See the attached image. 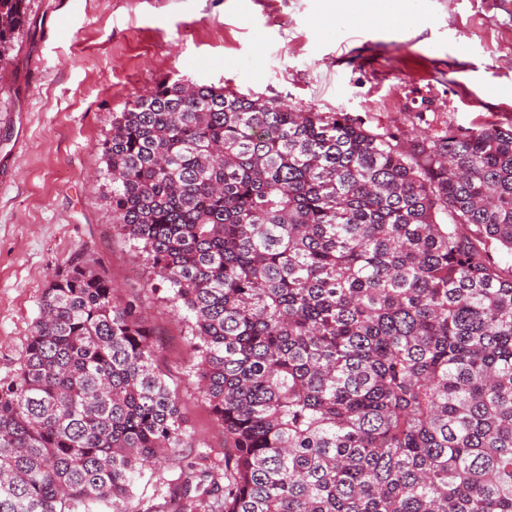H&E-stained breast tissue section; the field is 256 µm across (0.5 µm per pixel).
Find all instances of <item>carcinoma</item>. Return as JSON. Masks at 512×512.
Listing matches in <instances>:
<instances>
[{
	"mask_svg": "<svg viewBox=\"0 0 512 512\" xmlns=\"http://www.w3.org/2000/svg\"><path fill=\"white\" fill-rule=\"evenodd\" d=\"M29 0H0V60ZM96 179L185 325L233 473L171 512H512V124L406 149L344 112L164 78ZM156 332L81 250L0 383V512H126L191 446Z\"/></svg>",
	"mask_w": 512,
	"mask_h": 512,
	"instance_id": "1",
	"label": "carcinoma"
}]
</instances>
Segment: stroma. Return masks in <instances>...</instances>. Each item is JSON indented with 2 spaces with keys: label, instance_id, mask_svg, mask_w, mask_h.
I'll return each instance as SVG.
<instances>
[{
  "label": "stroma",
  "instance_id": "35a3bbf8",
  "mask_svg": "<svg viewBox=\"0 0 512 512\" xmlns=\"http://www.w3.org/2000/svg\"><path fill=\"white\" fill-rule=\"evenodd\" d=\"M418 18L334 24L342 0H30L0 68V381L19 366L52 274L82 249L109 265L164 339L155 363L191 434L224 432L187 376L184 325L143 285L139 260L89 184L112 113L165 76L278 104L346 112L409 145L442 128L512 124V0H419ZM180 456L146 474L129 512H162Z\"/></svg>",
  "mask_w": 512,
  "mask_h": 512
}]
</instances>
